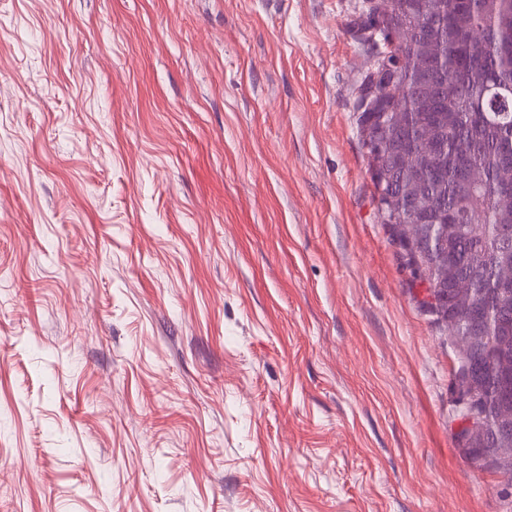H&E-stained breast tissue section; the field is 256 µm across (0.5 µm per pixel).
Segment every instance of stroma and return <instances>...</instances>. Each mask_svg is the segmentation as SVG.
Listing matches in <instances>:
<instances>
[{
    "instance_id": "obj_1",
    "label": "stroma",
    "mask_w": 512,
    "mask_h": 512,
    "mask_svg": "<svg viewBox=\"0 0 512 512\" xmlns=\"http://www.w3.org/2000/svg\"><path fill=\"white\" fill-rule=\"evenodd\" d=\"M369 0H0V512H512L383 224Z\"/></svg>"
}]
</instances>
